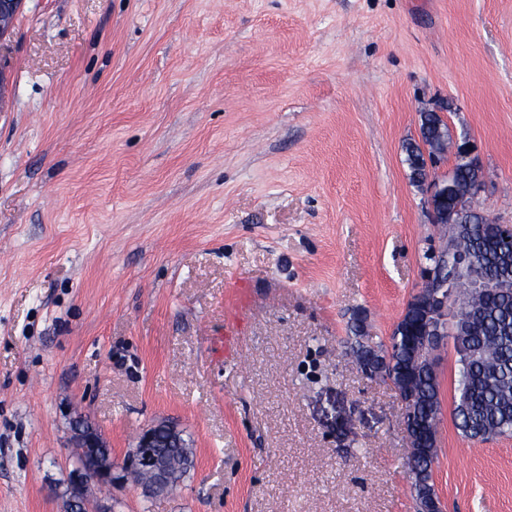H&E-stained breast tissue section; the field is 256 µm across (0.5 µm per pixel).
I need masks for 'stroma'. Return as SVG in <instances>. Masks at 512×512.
Returning a JSON list of instances; mask_svg holds the SVG:
<instances>
[{"instance_id":"35a3bbf8","label":"stroma","mask_w":512,"mask_h":512,"mask_svg":"<svg viewBox=\"0 0 512 512\" xmlns=\"http://www.w3.org/2000/svg\"><path fill=\"white\" fill-rule=\"evenodd\" d=\"M0 512H63L70 419L194 465L112 512H415L389 342L441 247L404 146L474 141L512 224V0H26L0 38ZM444 512H512V437L453 420ZM420 121V128L423 131L421 142L424 149L421 144L417 142L410 141L405 145L406 162L410 169V178L412 182H416L427 175V161L424 150H427L428 157L432 159L434 155V146L430 141V135L437 124L444 123L441 116L435 112H422ZM424 128H426V132L424 131ZM427 145L428 149L426 148Z\"/></svg>"}]
</instances>
